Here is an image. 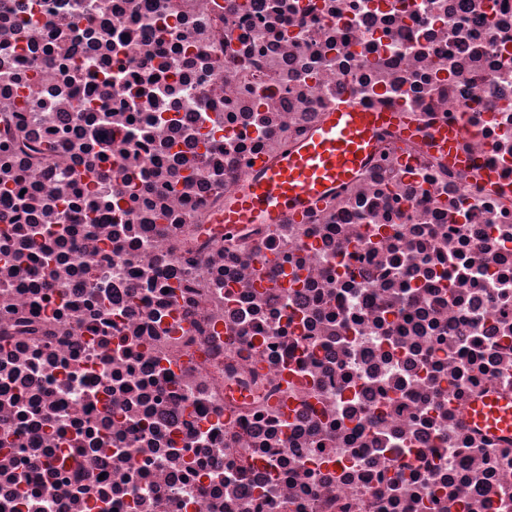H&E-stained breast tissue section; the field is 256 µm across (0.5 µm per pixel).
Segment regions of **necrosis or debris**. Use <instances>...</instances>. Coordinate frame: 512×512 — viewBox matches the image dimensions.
<instances>
[{
    "label": "necrosis or debris",
    "mask_w": 512,
    "mask_h": 512,
    "mask_svg": "<svg viewBox=\"0 0 512 512\" xmlns=\"http://www.w3.org/2000/svg\"><path fill=\"white\" fill-rule=\"evenodd\" d=\"M347 100L417 132L225 230ZM489 396L512 0H0V512H512ZM467 133V127L460 121H455L438 127L433 136L435 147L445 154L452 163L466 164V160L456 154L457 142ZM468 418L479 427L495 433L512 432V402L494 397L472 404Z\"/></svg>",
    "instance_id": "1"
}]
</instances>
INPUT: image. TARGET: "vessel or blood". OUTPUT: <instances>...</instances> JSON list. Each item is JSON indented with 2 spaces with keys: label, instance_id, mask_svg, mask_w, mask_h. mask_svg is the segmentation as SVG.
<instances>
[{
  "label": "vessel or blood",
  "instance_id": "b4317fda",
  "mask_svg": "<svg viewBox=\"0 0 512 512\" xmlns=\"http://www.w3.org/2000/svg\"><path fill=\"white\" fill-rule=\"evenodd\" d=\"M392 127L403 135L415 128L403 114L377 112L348 102L327 110L322 124L274 165L251 175L224 207L225 227L236 224H277L286 213H302L311 202L353 179L375 153L380 130ZM459 121L438 127L435 147L458 162L457 142L466 134ZM468 418L495 433L512 432V402L488 398L472 404Z\"/></svg>",
  "mask_w": 512,
  "mask_h": 512
}]
</instances>
